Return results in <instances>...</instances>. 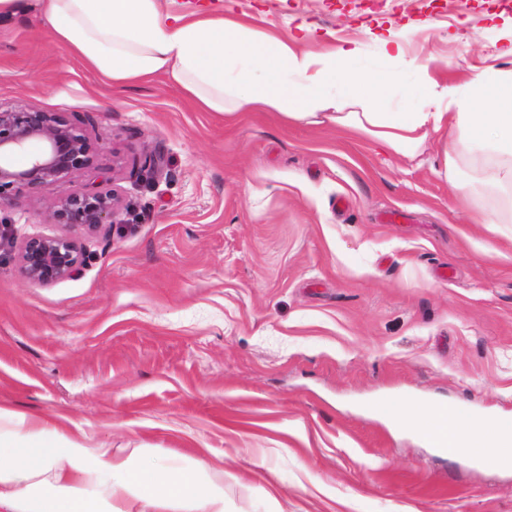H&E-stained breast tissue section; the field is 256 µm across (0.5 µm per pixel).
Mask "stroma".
<instances>
[{
  "label": "stroma",
  "mask_w": 512,
  "mask_h": 512,
  "mask_svg": "<svg viewBox=\"0 0 512 512\" xmlns=\"http://www.w3.org/2000/svg\"><path fill=\"white\" fill-rule=\"evenodd\" d=\"M316 23L384 65L379 31L465 83L512 0H176ZM84 120L118 224L77 235L79 276L26 279L21 243L68 235L50 186L0 206V406L93 444L204 458L228 512H512V470L441 453L378 409L451 403L512 423V223L470 220L437 135L409 158L330 124L227 119L166 78L115 88L37 19L0 21V106ZM160 159L157 178L136 158Z\"/></svg>",
  "instance_id": "35a3bbf8"
}]
</instances>
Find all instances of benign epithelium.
<instances>
[{"instance_id": "1", "label": "benign epithelium", "mask_w": 512, "mask_h": 512, "mask_svg": "<svg viewBox=\"0 0 512 512\" xmlns=\"http://www.w3.org/2000/svg\"><path fill=\"white\" fill-rule=\"evenodd\" d=\"M45 148L18 167L13 158L29 142ZM98 147L87 132L63 112H48L35 105L0 107V205L25 191L38 196L48 186L59 190L50 219L56 224L91 234L105 224L119 223L121 202L115 189L98 186L73 190V178L94 165ZM86 258L70 237H31L19 251L21 273L28 280L48 285L79 275Z\"/></svg>"}]
</instances>
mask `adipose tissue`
I'll list each match as a JSON object with an SVG mask.
<instances>
[{
    "label": "adipose tissue",
    "mask_w": 512,
    "mask_h": 512,
    "mask_svg": "<svg viewBox=\"0 0 512 512\" xmlns=\"http://www.w3.org/2000/svg\"><path fill=\"white\" fill-rule=\"evenodd\" d=\"M38 10L58 44L106 82L127 87L166 77L208 112L278 113L286 122H326L415 156L429 132H444V174L464 200L492 196L477 224L512 220V71L488 68L462 85L428 76L407 57L408 32L378 41L397 71L365 68L357 48L300 23L284 37L233 13L162 10L160 0H0V20ZM424 80L406 86L403 73ZM397 89L423 103L399 107ZM384 417L442 436L453 455L512 465V425L427 406L388 403ZM0 512H225L224 480L200 459L158 462L95 447L56 420L0 408Z\"/></svg>",
    "instance_id": "1"
}]
</instances>
